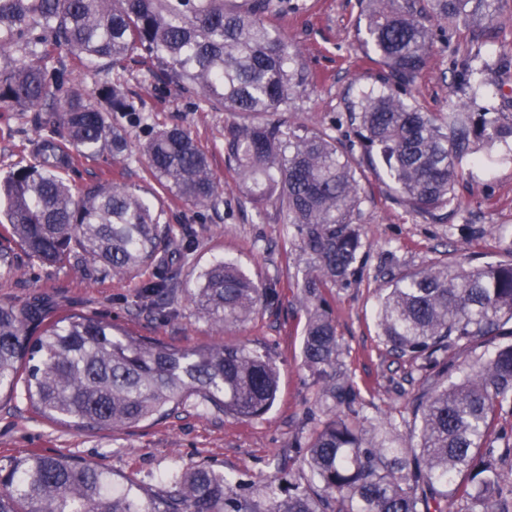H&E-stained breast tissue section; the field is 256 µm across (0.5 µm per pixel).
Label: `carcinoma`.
<instances>
[{"label":"carcinoma","mask_w":512,"mask_h":512,"mask_svg":"<svg viewBox=\"0 0 512 512\" xmlns=\"http://www.w3.org/2000/svg\"><path fill=\"white\" fill-rule=\"evenodd\" d=\"M500 0H364L359 28L378 69L377 88L349 103L362 160L381 167L398 202L433 215L455 204L463 161L512 140V113L469 111L460 101L428 112L415 90L432 44L429 18L454 27L492 18ZM287 0H0V105L34 113L32 161L0 179L4 230L29 258L102 274L166 277L142 281L159 312L171 309L173 265L193 251V231L160 223V213L129 187L100 179L74 190L67 180L81 160L127 156L121 115L138 123L128 92L106 85L96 106L70 85L63 65L43 60L65 51L103 68L136 50L164 76L207 106L229 112H286L307 82L293 44L267 22ZM473 93L490 68L458 64ZM141 152L160 189L207 208L223 195L209 157L181 127L152 129ZM224 155L241 192L274 198L284 223L301 237L308 271L304 365L322 378L333 416L305 443L308 484L267 493L263 512H512V486L501 467L512 461V433H492L512 411V341L459 382L438 384L416 401L419 442L400 444L349 417L356 392L336 378L339 344L321 291L348 286L364 247L352 215L363 202L353 150L319 128L297 131L275 120L224 130ZM189 301L219 329L247 321L275 293L238 265L203 269ZM35 295L22 307L0 305V393L21 392L38 415L71 427L121 429L162 419L189 399L204 409L249 420L266 414L278 390L276 362L240 344L180 348L135 337L103 318L56 313ZM378 322L397 358L423 359L512 337V259L464 269L432 263L384 289ZM159 498L139 481L116 479L98 465L33 450L0 468V512H257L245 495L208 467L162 478Z\"/></svg>","instance_id":"1"}]
</instances>
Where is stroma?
<instances>
[{"mask_svg": "<svg viewBox=\"0 0 512 512\" xmlns=\"http://www.w3.org/2000/svg\"><path fill=\"white\" fill-rule=\"evenodd\" d=\"M501 2L493 29L484 33L471 24L452 31L446 23L433 21L434 43L417 87L427 110L444 112L466 97L472 111L493 105L512 113V86L498 87L490 72L484 89L470 95L451 65L472 56L492 63L501 54L512 55V0ZM361 10V0H288L287 12L270 16V24L293 42L308 81L307 92L279 113V120L327 129L345 146L355 142L347 105L358 87L378 82L357 29ZM67 65L74 86L92 93L105 83L121 84L136 107L149 114L151 124L187 130L208 151L224 194L202 211L161 194L141 154L147 128L124 123L129 159L115 162L104 155L85 161L70 178L81 185L107 175L149 200L161 211L162 223L191 225L198 248L178 276L175 315L166 319L149 312L138 295L139 280L113 275L89 280L77 270L46 267L22 253L12 273H0V303L20 306L42 294L68 311L103 317L122 330L179 347L225 341L266 351L279 369V389L272 409L248 421L190 402L160 421L114 431L53 424L37 417L24 401L5 397L0 399V465L40 449L98 464L119 478L133 476L154 492L161 488L163 473L200 465L246 483L255 507H265L268 484L300 482L307 476L295 444L308 441L329 411L301 356L307 321L296 286L307 268L302 241L284 224L276 201L258 207L248 202L224 157L225 126L248 125L255 117L199 104L178 86L159 80L157 63L140 51L123 66L106 71L72 58ZM34 135L30 113L0 109V175L28 161L25 145ZM361 185L364 200L353 216L364 242L360 270L351 285L323 291L336 324V371L358 393L355 419L408 443L419 429L415 399L436 380L438 370L390 353L376 321L379 296L392 274L433 261L451 262L465 254L486 265L512 256V149L500 147L465 166L455 186L461 206L452 215L408 211L397 202L388 180L373 170H365ZM501 225L507 226L506 234H498ZM219 256L237 261L278 296L272 307L224 331L200 317L187 299L199 272Z\"/></svg>", "mask_w": 512, "mask_h": 512, "instance_id": "1", "label": "stroma"}]
</instances>
